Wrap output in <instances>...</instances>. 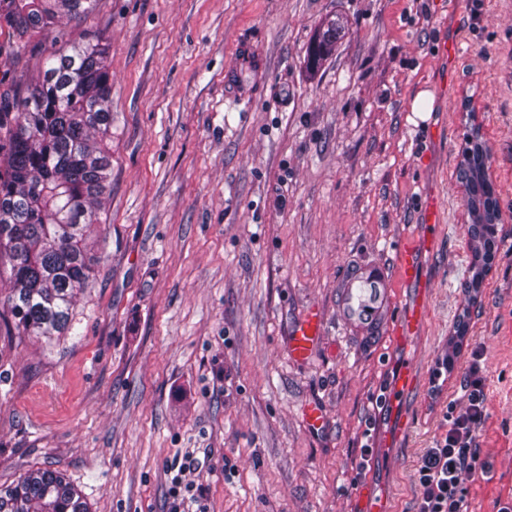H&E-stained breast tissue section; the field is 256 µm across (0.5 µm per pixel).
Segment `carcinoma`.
<instances>
[{
	"mask_svg": "<svg viewBox=\"0 0 512 512\" xmlns=\"http://www.w3.org/2000/svg\"><path fill=\"white\" fill-rule=\"evenodd\" d=\"M96 0H0V34L12 52L26 50L31 35L50 39L43 73L26 88L0 97V298L20 336H61L68 331L78 295L94 266L87 233L102 223L112 137V80L98 45H59L62 20L89 15ZM328 29L311 50L318 64L333 50ZM489 149L476 142L464 154L471 176L466 205L473 212L472 284L481 283L497 242L485 226L499 214L495 188L485 179ZM0 512H91L81 491L57 469L37 467L0 485Z\"/></svg>",
	"mask_w": 512,
	"mask_h": 512,
	"instance_id": "cac0c4a2",
	"label": "carcinoma"
}]
</instances>
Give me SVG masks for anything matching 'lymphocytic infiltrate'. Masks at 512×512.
<instances>
[{"label": "lymphocytic infiltrate", "mask_w": 512, "mask_h": 512, "mask_svg": "<svg viewBox=\"0 0 512 512\" xmlns=\"http://www.w3.org/2000/svg\"><path fill=\"white\" fill-rule=\"evenodd\" d=\"M487 375L478 348H471L461 387L468 407L447 414L446 429L422 455L416 469L423 494L416 512H468L469 486L476 474H488L476 439L486 416Z\"/></svg>", "instance_id": "obj_1"}]
</instances>
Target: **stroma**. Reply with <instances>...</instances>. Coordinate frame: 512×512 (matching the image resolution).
Wrapping results in <instances>:
<instances>
[{"mask_svg":"<svg viewBox=\"0 0 512 512\" xmlns=\"http://www.w3.org/2000/svg\"><path fill=\"white\" fill-rule=\"evenodd\" d=\"M332 20L335 50L312 64ZM61 33L106 51L112 172L66 336L0 333V484L49 466L91 512H170L177 475L206 512H415L418 462L466 407L464 322L487 370L491 467L469 510L512 500V0L476 16L469 0H97ZM244 43L263 73L235 68ZM45 58L36 38L0 56V94ZM469 134L490 150L506 232L475 294ZM403 245L422 280L395 279L393 305H422L415 335H343L338 280ZM311 310L319 344L296 360L289 333ZM408 367L416 387L385 399ZM188 451L200 466L179 472Z\"/></svg>","mask_w":512,"mask_h":512,"instance_id":"35a3bbf8","label":"stroma"}]
</instances>
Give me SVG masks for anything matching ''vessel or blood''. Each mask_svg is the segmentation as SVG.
Here are the masks:
<instances>
[{"mask_svg": "<svg viewBox=\"0 0 512 512\" xmlns=\"http://www.w3.org/2000/svg\"><path fill=\"white\" fill-rule=\"evenodd\" d=\"M395 274L409 281L417 278L418 266L412 249L400 247L395 253L394 267L367 265L342 282L338 308L340 321L348 333L365 335L386 327L397 336L412 335L417 322L416 313L398 316L393 313L390 280ZM320 330V315L315 312L307 314L291 334L292 356H307L316 347Z\"/></svg>", "mask_w": 512, "mask_h": 512, "instance_id": "vessel-or-blood-1", "label": "vessel or blood"}]
</instances>
